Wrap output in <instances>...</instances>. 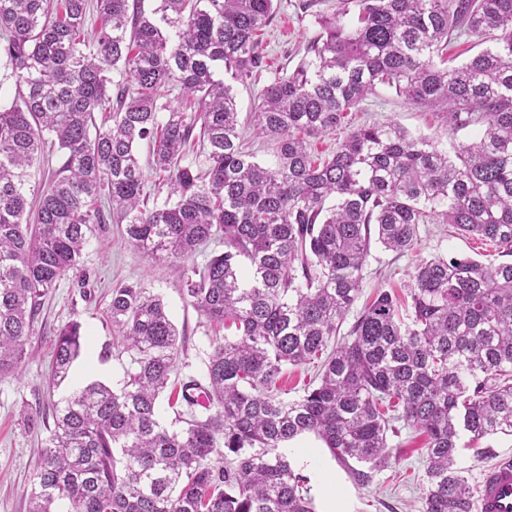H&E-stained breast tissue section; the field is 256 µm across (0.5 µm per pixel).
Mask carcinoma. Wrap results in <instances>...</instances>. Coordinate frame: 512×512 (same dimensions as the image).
Segmentation results:
<instances>
[{"mask_svg": "<svg viewBox=\"0 0 512 512\" xmlns=\"http://www.w3.org/2000/svg\"><path fill=\"white\" fill-rule=\"evenodd\" d=\"M156 2L96 0L90 38L89 0H0L16 86L0 101V376L21 375L37 308L96 224L182 264L184 299L234 334L181 383L189 418L170 430L158 399L179 331L160 295L112 287L132 367L42 418L28 512H313L278 449L312 434L366 487L391 464L396 420L428 438L422 512H472L460 435L512 436V0H336L312 56L261 90L254 137L273 145L270 163L254 160L226 79L261 74L274 0ZM462 38L485 48L449 67L443 51ZM119 64L130 83L113 91ZM382 89L438 111L446 133L478 134L450 156L396 122L342 128ZM95 112L107 117L92 132ZM340 128L336 150L313 157L310 140ZM144 140L164 196L150 207ZM55 148L62 164L28 198L27 170ZM421 224L490 241L505 260L416 259L408 316L382 290L328 349L372 246L411 254ZM217 239L224 250L186 264ZM82 347L79 325L60 329L52 386ZM322 353L315 387L274 393L285 366Z\"/></svg>", "mask_w": 512, "mask_h": 512, "instance_id": "obj_1", "label": "carcinoma"}]
</instances>
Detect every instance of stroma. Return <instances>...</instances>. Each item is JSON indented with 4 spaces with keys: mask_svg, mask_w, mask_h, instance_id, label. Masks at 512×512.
<instances>
[{
    "mask_svg": "<svg viewBox=\"0 0 512 512\" xmlns=\"http://www.w3.org/2000/svg\"><path fill=\"white\" fill-rule=\"evenodd\" d=\"M335 4L336 0H274L273 16L263 34L267 45L263 71L257 81L233 86L241 124L249 123L262 87L274 77L291 72L300 62L305 47L319 31L315 15L332 13ZM392 120L415 134L431 135L439 129L435 113L405 103L391 90L368 99L363 111L351 116L356 125ZM441 254L493 263L499 260L493 243L458 234L446 224L420 225L416 255L399 257L373 249L364 271L363 291L348 312V319H356L377 291L388 290L398 299H405L416 257ZM179 278L178 266L150 260L125 243L118 225L95 229L81 272L61 281L46 297L27 344L21 376H0V512H27L31 476L45 437L43 430L31 422L36 402L51 406L71 389L67 383L57 388L50 384L52 343L58 330L72 323L80 327L84 349L72 374L83 383L98 381L115 386L132 363V352L117 346V332L107 319L110 288L119 283H140L160 295L182 338L179 372L184 377L200 376L212 343L222 333L182 298ZM390 445L397 464L375 472L372 483L365 488L353 483L314 435L290 442L287 454L295 470L307 478L314 512H327L326 497L330 494L336 498V512H420L427 438L404 426L398 436L391 438ZM480 447L491 448L496 455L512 453V437L494 436L476 445L462 438L456 463L474 484L489 465L488 460L477 456Z\"/></svg>",
    "mask_w": 512,
    "mask_h": 512,
    "instance_id": "35a3bbf8",
    "label": "stroma"
}]
</instances>
